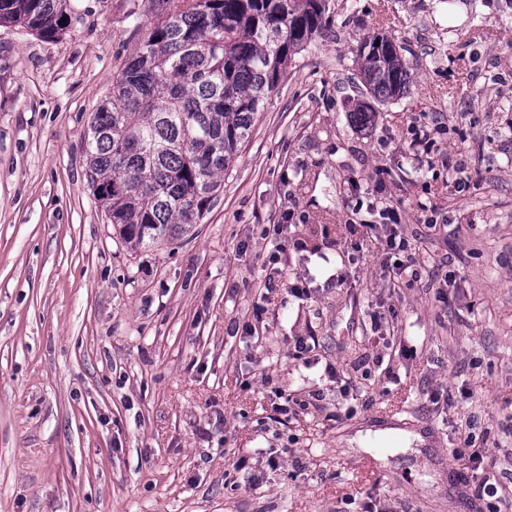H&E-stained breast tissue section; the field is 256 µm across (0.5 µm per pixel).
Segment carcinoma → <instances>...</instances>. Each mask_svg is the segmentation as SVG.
I'll use <instances>...</instances> for the list:
<instances>
[{
	"label": "carcinoma",
	"mask_w": 512,
	"mask_h": 512,
	"mask_svg": "<svg viewBox=\"0 0 512 512\" xmlns=\"http://www.w3.org/2000/svg\"><path fill=\"white\" fill-rule=\"evenodd\" d=\"M66 0H0V23L52 39ZM325 0H150L138 55L84 132L86 177L119 237L151 248L194 233L288 62L325 24ZM404 47L363 41L361 82L379 102L408 88Z\"/></svg>",
	"instance_id": "obj_1"
}]
</instances>
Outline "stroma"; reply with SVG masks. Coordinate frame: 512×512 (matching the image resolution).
<instances>
[{
  "mask_svg": "<svg viewBox=\"0 0 512 512\" xmlns=\"http://www.w3.org/2000/svg\"><path fill=\"white\" fill-rule=\"evenodd\" d=\"M326 3L195 234L139 251L94 198L83 133L148 0H67L53 39L0 25V512H512V0ZM376 34L411 80L363 127ZM388 206L429 287L374 253L342 265L345 225ZM288 214L305 247L280 277L311 296L263 301V229Z\"/></svg>",
  "mask_w": 512,
  "mask_h": 512,
  "instance_id": "stroma-1",
  "label": "stroma"
}]
</instances>
